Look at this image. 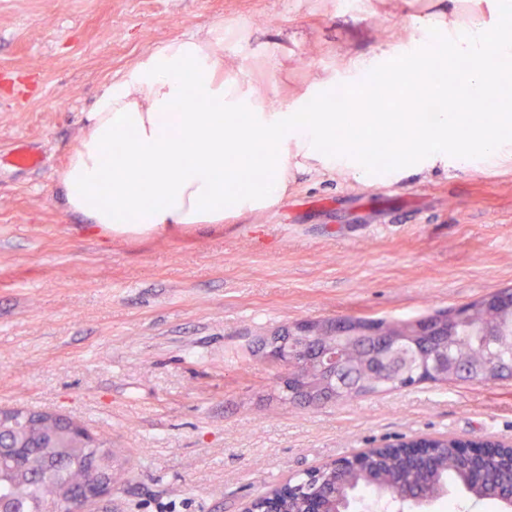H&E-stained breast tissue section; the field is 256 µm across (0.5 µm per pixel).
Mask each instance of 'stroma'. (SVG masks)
<instances>
[{
  "instance_id": "obj_1",
  "label": "stroma",
  "mask_w": 512,
  "mask_h": 512,
  "mask_svg": "<svg viewBox=\"0 0 512 512\" xmlns=\"http://www.w3.org/2000/svg\"><path fill=\"white\" fill-rule=\"evenodd\" d=\"M451 0H0V407L111 443L112 512H244L291 477L418 437L512 440V378L283 405L263 335L294 321L416 320L512 287V157L401 179L291 172L262 212L102 233L59 174L103 83L224 25V85L293 103L350 56L412 58Z\"/></svg>"
}]
</instances>
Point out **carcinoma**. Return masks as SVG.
Wrapping results in <instances>:
<instances>
[{"label":"carcinoma","instance_id":"carcinoma-1","mask_svg":"<svg viewBox=\"0 0 512 512\" xmlns=\"http://www.w3.org/2000/svg\"><path fill=\"white\" fill-rule=\"evenodd\" d=\"M352 112H388L390 95L384 89L365 97L350 108ZM486 323H500L493 314L480 313L465 325L454 326L446 336L434 341L435 352L460 359L480 372L512 370V349L502 347L482 333ZM328 342L343 348L334 399L352 400L367 393L401 389L426 380L432 367L429 359H418L401 372L384 375L364 365L362 351L347 340L330 338ZM456 439L435 437L431 451L435 464L421 474L418 463L397 448H385L371 456L367 471L347 469L343 476L327 469L305 473L298 480L299 494L285 504L284 512H302L306 499L326 492L335 494L336 508L349 509L355 496L368 490V484L385 486L394 480L402 483L409 499L427 496L433 489L465 482L467 472L477 469L484 483L475 491L476 499L494 501L499 492L512 486V465L504 458L462 459L455 453ZM0 501L16 512H70L75 500L97 479L112 480L117 458L101 439L94 445L83 441L68 426L53 418L29 423L22 416L13 417L0 427ZM105 458L109 466L96 470L97 460Z\"/></svg>","mask_w":512,"mask_h":512}]
</instances>
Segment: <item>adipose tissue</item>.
Listing matches in <instances>:
<instances>
[{"instance_id": "ef3b65f1", "label": "adipose tissue", "mask_w": 512, "mask_h": 512, "mask_svg": "<svg viewBox=\"0 0 512 512\" xmlns=\"http://www.w3.org/2000/svg\"><path fill=\"white\" fill-rule=\"evenodd\" d=\"M487 7L489 20L476 28L433 29L454 55L472 60L446 83L435 111L382 119L359 113L367 144L359 143L347 113L329 111L328 79L316 83L314 94L266 111L225 91L223 25L172 39L103 84L60 175L64 205L105 231L185 230L276 204L293 168L378 178L369 156L380 144L402 176L497 160L512 149V113L474 120L448 108L452 101L497 98L512 86V40L494 21L512 0H487ZM436 63L419 57L408 69L387 70L356 57L351 69L373 71L377 87L411 95L430 90ZM190 99L209 111H182Z\"/></svg>"}]
</instances>
